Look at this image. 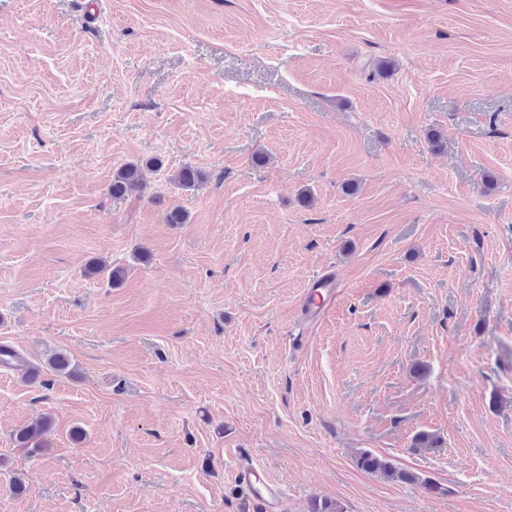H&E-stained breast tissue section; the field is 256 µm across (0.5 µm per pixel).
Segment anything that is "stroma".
<instances>
[{"instance_id":"stroma-1","label":"stroma","mask_w":512,"mask_h":512,"mask_svg":"<svg viewBox=\"0 0 512 512\" xmlns=\"http://www.w3.org/2000/svg\"><path fill=\"white\" fill-rule=\"evenodd\" d=\"M1 346L0 512H512V0H0ZM141 189L139 167L134 163H130L117 171L109 191L112 197H125ZM340 286L332 273H319L307 284L300 297V311L311 324L318 323L336 304ZM52 420L44 416L15 430L13 439L17 447L25 448L31 454L44 453L51 447L49 436ZM357 466L368 474L378 475L392 481L405 483H417L419 481L417 474L398 470L388 461L381 459L369 451H363L359 454ZM237 478L251 492L265 512H281L284 489L268 475L265 469L249 463L240 465Z\"/></svg>"}]
</instances>
